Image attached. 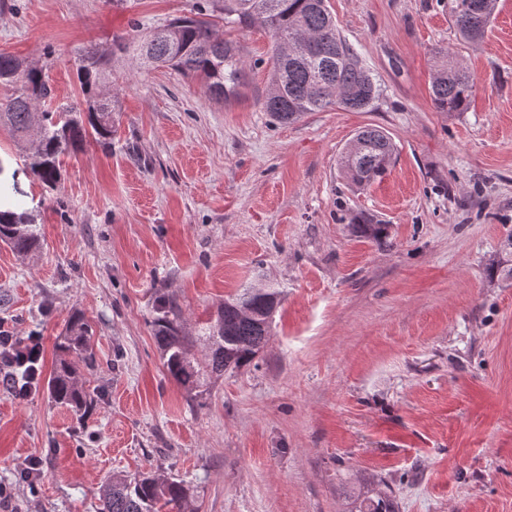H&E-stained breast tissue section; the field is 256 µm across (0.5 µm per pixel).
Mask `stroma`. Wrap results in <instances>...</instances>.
I'll return each instance as SVG.
<instances>
[{"instance_id": "35a3bbf8", "label": "stroma", "mask_w": 512, "mask_h": 512, "mask_svg": "<svg viewBox=\"0 0 512 512\" xmlns=\"http://www.w3.org/2000/svg\"><path fill=\"white\" fill-rule=\"evenodd\" d=\"M199 3L0 0V52L43 69L56 103L82 100L95 46L113 55L122 106L111 149L62 155L54 189L0 132L40 232L26 256L0 243V330L40 336L48 375L79 313L96 359L79 375L82 417L46 386L0 387V512H98L112 476L146 472L188 487V512H347L367 486L399 512H512V0L477 44L445 0H328L379 97L291 124L261 107L260 25L226 32L245 69L226 101L140 65L134 46ZM439 48L474 85L466 111L433 105ZM366 125L396 156L357 186L340 155ZM249 285L280 293L266 347L186 392L154 337L159 303L201 361L206 323ZM32 455L33 484L20 475Z\"/></svg>"}]
</instances>
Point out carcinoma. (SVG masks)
<instances>
[{"label": "carcinoma", "instance_id": "carcinoma-1", "mask_svg": "<svg viewBox=\"0 0 512 512\" xmlns=\"http://www.w3.org/2000/svg\"><path fill=\"white\" fill-rule=\"evenodd\" d=\"M496 0H448V13L460 38L481 42L494 18L485 7ZM224 14V26L260 24L274 36L269 56L271 79L262 107L280 122H294L309 112L337 107L356 112L371 110L378 89L369 71L340 35L326 0H209L204 9L169 21L138 48L140 60L152 59L183 76L204 81L221 102L236 92L244 61L237 46L216 34L206 12ZM441 63L431 80V98L440 112H464L473 95L467 73L436 51ZM78 80L85 107H61L31 123L33 110L52 96L42 71L22 68L18 58L0 53V129L22 142L32 141L28 155L32 174L46 187L61 180L59 156L77 153L88 139L107 147L112 140L121 103L112 95V58L96 47L84 53ZM395 144L377 126L358 130L341 153L342 169L353 183L368 185L381 179L395 156ZM0 241L20 255L37 250L39 237L30 214L14 199L7 182L0 181ZM279 302L274 289L245 288L224 299L208 326L210 354L205 367L194 364L177 316L168 312L154 321V336L162 350L168 375L187 392L201 387L205 376L250 366L270 336ZM91 326L82 316L69 322L56 344L58 358L48 392L51 399L75 412L90 406L79 384V366L94 364ZM187 489L179 482L151 476L114 477L103 490L100 512H185ZM348 512H398L395 499L366 488L352 500Z\"/></svg>", "mask_w": 512, "mask_h": 512}]
</instances>
